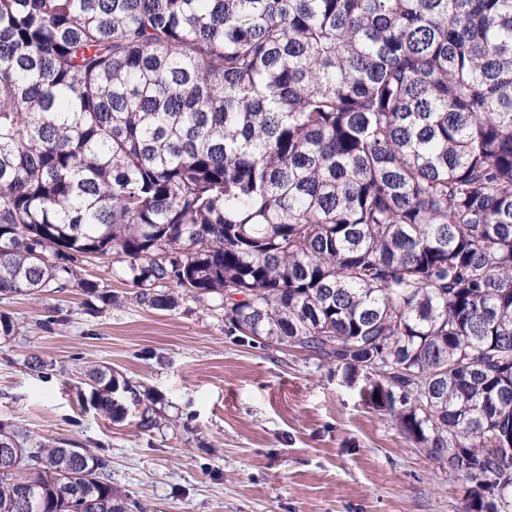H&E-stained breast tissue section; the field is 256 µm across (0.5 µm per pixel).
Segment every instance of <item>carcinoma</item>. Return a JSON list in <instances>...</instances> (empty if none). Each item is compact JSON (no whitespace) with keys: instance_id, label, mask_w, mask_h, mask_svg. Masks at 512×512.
Here are the masks:
<instances>
[{"instance_id":"1","label":"carcinoma","mask_w":512,"mask_h":512,"mask_svg":"<svg viewBox=\"0 0 512 512\" xmlns=\"http://www.w3.org/2000/svg\"><path fill=\"white\" fill-rule=\"evenodd\" d=\"M107 255L363 379L512 512V0H0V296L110 306ZM28 442L0 424V512H130L96 450Z\"/></svg>"}]
</instances>
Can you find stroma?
I'll use <instances>...</instances> for the list:
<instances>
[{"label":"stroma","instance_id":"stroma-1","mask_svg":"<svg viewBox=\"0 0 512 512\" xmlns=\"http://www.w3.org/2000/svg\"><path fill=\"white\" fill-rule=\"evenodd\" d=\"M116 267L81 268L116 298L96 313L78 288L0 299L19 326L0 336V423L97 449L113 487L146 512H463L464 482L360 386L306 351L230 331L195 301L139 304ZM95 364L156 409L153 428L88 404Z\"/></svg>","mask_w":512,"mask_h":512}]
</instances>
